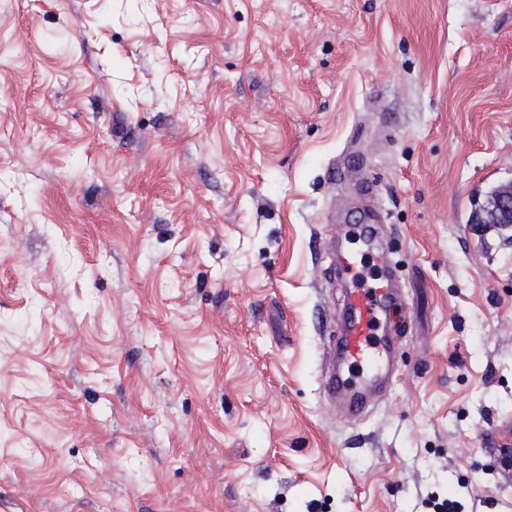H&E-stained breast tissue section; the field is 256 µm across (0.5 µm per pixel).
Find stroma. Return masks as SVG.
Wrapping results in <instances>:
<instances>
[{"instance_id":"35a3bbf8","label":"stroma","mask_w":512,"mask_h":512,"mask_svg":"<svg viewBox=\"0 0 512 512\" xmlns=\"http://www.w3.org/2000/svg\"><path fill=\"white\" fill-rule=\"evenodd\" d=\"M511 185L512 0H0V512H512ZM365 209L412 323L352 417ZM483 222L488 224L512 223V189L506 188L498 192L488 203Z\"/></svg>"}]
</instances>
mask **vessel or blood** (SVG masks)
I'll return each mask as SVG.
<instances>
[{
	"mask_svg": "<svg viewBox=\"0 0 512 512\" xmlns=\"http://www.w3.org/2000/svg\"><path fill=\"white\" fill-rule=\"evenodd\" d=\"M361 264L355 252H344L339 260V274L353 286L344 298L343 328L334 353L337 368L323 380L326 394L341 400L353 415L362 412L372 391L391 378L392 339L387 328L403 312L392 273L384 272L368 283Z\"/></svg>",
	"mask_w": 512,
	"mask_h": 512,
	"instance_id": "vessel-or-blood-1",
	"label": "vessel or blood"
}]
</instances>
